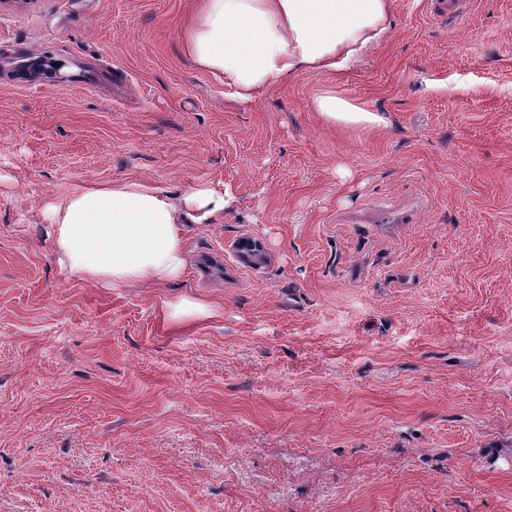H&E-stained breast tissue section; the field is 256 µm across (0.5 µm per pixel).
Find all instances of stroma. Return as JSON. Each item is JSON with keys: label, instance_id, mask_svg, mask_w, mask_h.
Here are the masks:
<instances>
[{"label": "stroma", "instance_id": "stroma-1", "mask_svg": "<svg viewBox=\"0 0 512 512\" xmlns=\"http://www.w3.org/2000/svg\"><path fill=\"white\" fill-rule=\"evenodd\" d=\"M198 5L0 0V512H512V0H391L247 104ZM329 84L387 128L325 126ZM124 180L223 190L182 280L60 271L45 203Z\"/></svg>", "mask_w": 512, "mask_h": 512}]
</instances>
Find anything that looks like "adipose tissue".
<instances>
[{"mask_svg":"<svg viewBox=\"0 0 512 512\" xmlns=\"http://www.w3.org/2000/svg\"><path fill=\"white\" fill-rule=\"evenodd\" d=\"M389 10L390 0H201L182 39L200 68L251 102L274 82L351 67L385 39ZM313 108L331 128L373 131L386 123L331 88ZM225 205L213 187L175 198L147 182L122 181L74 188L44 214L69 277L125 288L181 280L185 225L218 221Z\"/></svg>","mask_w":512,"mask_h":512,"instance_id":"obj_1","label":"adipose tissue"}]
</instances>
